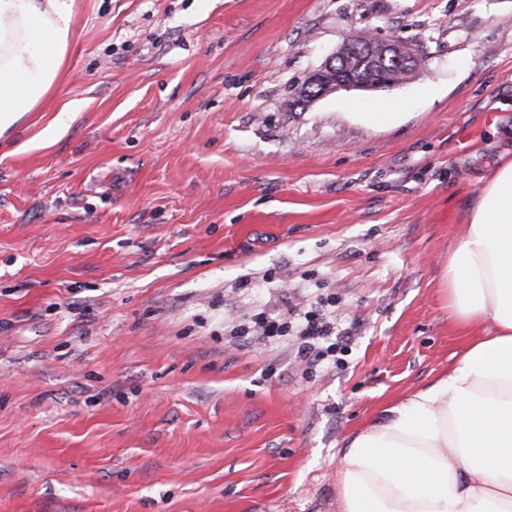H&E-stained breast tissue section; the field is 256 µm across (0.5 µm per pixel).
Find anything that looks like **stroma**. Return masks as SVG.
<instances>
[{
	"mask_svg": "<svg viewBox=\"0 0 512 512\" xmlns=\"http://www.w3.org/2000/svg\"><path fill=\"white\" fill-rule=\"evenodd\" d=\"M348 33L426 66L294 104ZM507 154L512 0H75L0 142V512H340L353 435L468 342L441 275ZM318 295L342 367L229 344Z\"/></svg>",
	"mask_w": 512,
	"mask_h": 512,
	"instance_id": "35a3bbf8",
	"label": "stroma"
}]
</instances>
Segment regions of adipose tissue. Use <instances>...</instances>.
Listing matches in <instances>:
<instances>
[{
  "label": "adipose tissue",
  "mask_w": 512,
  "mask_h": 512,
  "mask_svg": "<svg viewBox=\"0 0 512 512\" xmlns=\"http://www.w3.org/2000/svg\"><path fill=\"white\" fill-rule=\"evenodd\" d=\"M73 15L74 0H0V137L54 88ZM465 214L441 289L451 323L483 334L350 440L341 512H512V157Z\"/></svg>",
  "instance_id": "adipose-tissue-1"
}]
</instances>
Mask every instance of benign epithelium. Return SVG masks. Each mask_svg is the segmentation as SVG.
<instances>
[{
  "label": "benign epithelium",
  "mask_w": 512,
  "mask_h": 512,
  "mask_svg": "<svg viewBox=\"0 0 512 512\" xmlns=\"http://www.w3.org/2000/svg\"><path fill=\"white\" fill-rule=\"evenodd\" d=\"M355 57L360 59V65L354 68L351 61ZM394 64L415 72L424 68L426 56L419 46L395 36L346 35L324 65L308 77L297 99L308 106L328 94L341 91L392 88L398 85L393 79Z\"/></svg>",
  "instance_id": "benign-epithelium-1"
}]
</instances>
